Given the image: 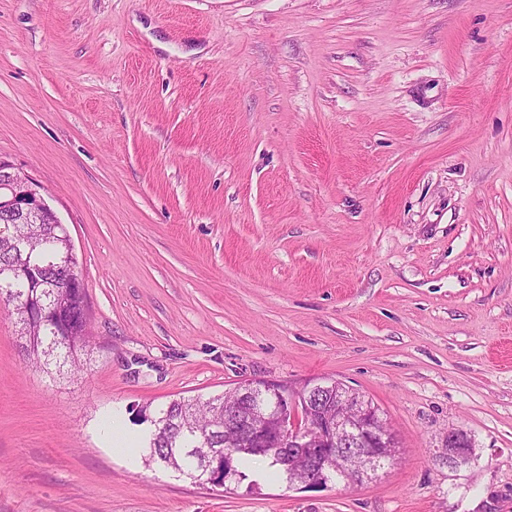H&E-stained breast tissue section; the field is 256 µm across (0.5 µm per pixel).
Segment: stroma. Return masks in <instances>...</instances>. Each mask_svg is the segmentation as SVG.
I'll return each mask as SVG.
<instances>
[{"label":"stroma","instance_id":"1","mask_svg":"<svg viewBox=\"0 0 512 512\" xmlns=\"http://www.w3.org/2000/svg\"><path fill=\"white\" fill-rule=\"evenodd\" d=\"M0 159L67 225L93 342L47 375L0 302V512H512V0H0ZM247 378L342 381L396 461L146 463L140 407ZM474 460V448L466 433L450 430L448 433V466L456 468Z\"/></svg>","mask_w":512,"mask_h":512}]
</instances>
